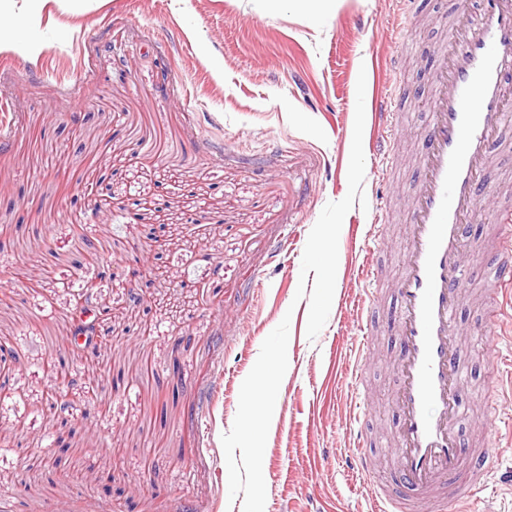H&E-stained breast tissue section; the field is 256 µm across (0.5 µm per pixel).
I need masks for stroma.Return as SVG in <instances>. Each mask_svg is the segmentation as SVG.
<instances>
[{
    "instance_id": "1",
    "label": "stroma",
    "mask_w": 512,
    "mask_h": 512,
    "mask_svg": "<svg viewBox=\"0 0 512 512\" xmlns=\"http://www.w3.org/2000/svg\"><path fill=\"white\" fill-rule=\"evenodd\" d=\"M457 2L338 0L315 24L283 0H14L0 23H27L42 43H0V343L17 359L0 388V512H242L221 437L285 318L265 512H367L346 463L353 378L371 388V451L389 471L395 298L383 291L360 366L369 213L343 221L313 340L296 297L302 255L348 192L358 77L396 89L403 114L395 136L365 129L363 192L391 154L394 181L411 183L427 122L411 94L426 89ZM491 180L497 194L469 229L461 429L470 447L496 444L500 465L470 512H512V288L494 263L498 219L512 215V117ZM142 269V300L125 306ZM92 280L110 310L106 345L75 355L71 313Z\"/></svg>"
}]
</instances>
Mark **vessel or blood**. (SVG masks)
<instances>
[{
    "label": "vessel or blood",
    "mask_w": 512,
    "mask_h": 512,
    "mask_svg": "<svg viewBox=\"0 0 512 512\" xmlns=\"http://www.w3.org/2000/svg\"><path fill=\"white\" fill-rule=\"evenodd\" d=\"M478 4L477 11L460 10L448 19L451 37L431 77V119L415 157L419 178L409 186L408 242L392 274L374 260L387 241L382 220L389 178H380L374 196V222L367 231L373 246L361 266L372 289L357 307L362 317H371L378 300L374 284L393 279L399 354L398 446L390 483L373 479L362 425L353 429L348 457L371 489V512H421L426 501L435 512H457L461 503L479 499L494 478L497 458L489 447L480 451L482 467L461 477L464 449L457 430L463 376L456 313L469 281L465 228L478 215L493 146L512 114V0ZM397 109L394 99L374 94V131L393 126Z\"/></svg>",
    "instance_id": "b4317fda"
}]
</instances>
